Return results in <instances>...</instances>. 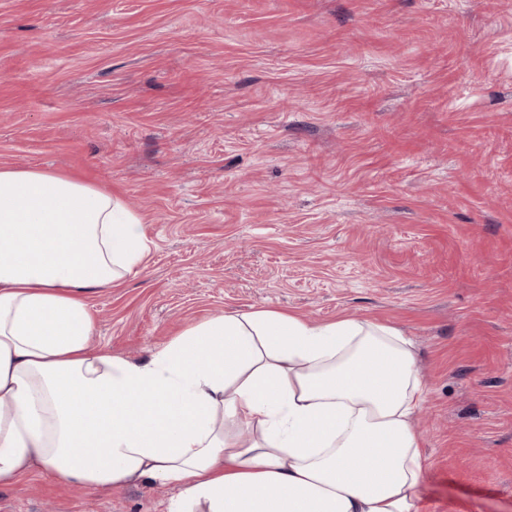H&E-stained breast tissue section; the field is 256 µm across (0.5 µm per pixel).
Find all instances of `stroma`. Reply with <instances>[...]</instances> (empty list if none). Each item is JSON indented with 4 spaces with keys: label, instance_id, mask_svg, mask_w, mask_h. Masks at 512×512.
<instances>
[{
    "label": "stroma",
    "instance_id": "35a3bbf8",
    "mask_svg": "<svg viewBox=\"0 0 512 512\" xmlns=\"http://www.w3.org/2000/svg\"><path fill=\"white\" fill-rule=\"evenodd\" d=\"M112 191L148 241L86 292L138 359L265 308L395 326L425 512H512V0H0V168ZM35 471L0 512H165Z\"/></svg>",
    "mask_w": 512,
    "mask_h": 512
}]
</instances>
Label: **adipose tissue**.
Here are the masks:
<instances>
[{
	"label": "adipose tissue",
	"instance_id": "obj_1",
	"mask_svg": "<svg viewBox=\"0 0 512 512\" xmlns=\"http://www.w3.org/2000/svg\"><path fill=\"white\" fill-rule=\"evenodd\" d=\"M111 192L0 168V484L172 486L166 512H422L427 389L395 327L258 308L128 359L80 292L149 246Z\"/></svg>",
	"mask_w": 512,
	"mask_h": 512
}]
</instances>
